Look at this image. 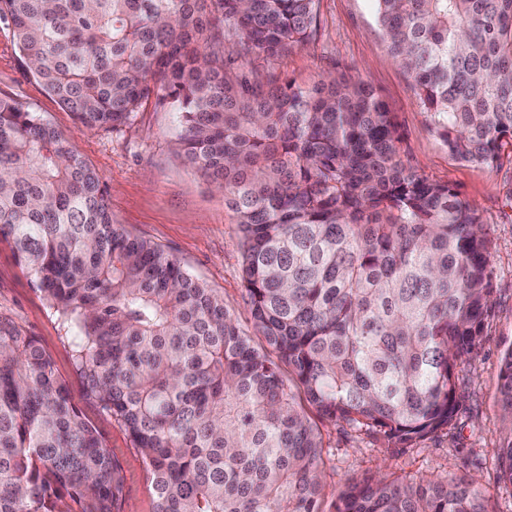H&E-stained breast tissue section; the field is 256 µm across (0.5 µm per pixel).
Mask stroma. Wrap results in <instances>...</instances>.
Returning a JSON list of instances; mask_svg holds the SVG:
<instances>
[{
    "label": "stroma",
    "instance_id": "obj_1",
    "mask_svg": "<svg viewBox=\"0 0 512 512\" xmlns=\"http://www.w3.org/2000/svg\"><path fill=\"white\" fill-rule=\"evenodd\" d=\"M318 32L309 47L278 57L251 55L247 69L257 83L294 81L311 86L322 76L361 78L388 104L400 125V155L419 174L448 184L480 213L493 243L491 279L495 308L479 352L459 367L458 412L448 429L397 447L323 421L326 474L322 512H335L347 483L384 468L420 479L471 475L497 512H512V485L504 483L495 450L501 424L499 368L512 345V153L494 166L456 160L430 126L412 80L387 50L373 0H319ZM0 97H9L49 122L103 177L112 221L131 235L175 254L197 278L224 297L242 328H249L243 299L241 233L217 191L177 154L176 112L147 101L117 130H86L50 95L22 62L9 21L0 19ZM0 316L36 336L68 383L73 402L101 433L123 478L121 512H155L156 493L146 463L123 425L89 402L56 318L30 276L0 242Z\"/></svg>",
    "mask_w": 512,
    "mask_h": 512
}]
</instances>
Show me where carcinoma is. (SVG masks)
Masks as SVG:
<instances>
[{
  "instance_id": "carcinoma-1",
  "label": "carcinoma",
  "mask_w": 512,
  "mask_h": 512,
  "mask_svg": "<svg viewBox=\"0 0 512 512\" xmlns=\"http://www.w3.org/2000/svg\"><path fill=\"white\" fill-rule=\"evenodd\" d=\"M317 0H0L27 67L88 130L151 97L242 233L255 335L172 253L112 223L72 142L0 97V242L54 311L87 400L122 424L156 512H321L314 411L398 445L448 427L492 312L479 212L400 158L360 80L264 87L235 59L309 45ZM396 62L456 159L512 148V0H375ZM232 41L236 57L224 59ZM512 485V347L500 362ZM112 453L36 337L0 318V512H118ZM336 512H493L466 476L377 472Z\"/></svg>"
}]
</instances>
